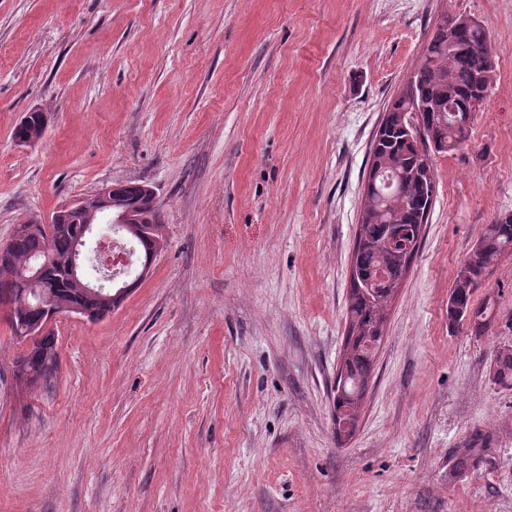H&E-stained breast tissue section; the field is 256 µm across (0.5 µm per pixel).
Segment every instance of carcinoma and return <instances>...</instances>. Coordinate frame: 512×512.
I'll list each match as a JSON object with an SVG mask.
<instances>
[{
    "instance_id": "obj_1",
    "label": "carcinoma",
    "mask_w": 512,
    "mask_h": 512,
    "mask_svg": "<svg viewBox=\"0 0 512 512\" xmlns=\"http://www.w3.org/2000/svg\"><path fill=\"white\" fill-rule=\"evenodd\" d=\"M458 16L441 20L429 39L422 58L411 73L406 91L416 93L428 105L422 142L409 137L402 127L401 110L405 95H400L384 113L383 128L376 131L369 158L367 181H375L357 224L352 254V271L346 308V336L340 375L333 396L334 414L347 407L362 408L371 380L375 358L384 338L387 311L402 286L418 254L435 197L436 185L420 176V169L431 167L430 155L457 148L470 137L474 114L463 105L476 90V75L487 60L488 36L481 25L459 28L455 34L459 48H448V26ZM45 130L40 112L27 113L13 131L19 144L41 138ZM401 180L397 197L386 196L384 180ZM117 200L128 209L132 220L127 237L147 255L165 242L161 207L141 183L120 184ZM31 230L14 235L0 248V305L13 307L14 326L19 328L39 321L40 313L31 307V286L18 274L35 255L50 249L54 262L46 270L44 288L55 305L81 308L79 315L97 321L112 312L113 306L100 295L78 287L68 276L74 240L83 227L79 215L51 219L42 224L27 221ZM512 253V214L488 224L468 255L465 274H456L448 298L450 326L467 324L475 336L485 334L492 318L491 307L474 305L472 295L487 270L502 256ZM381 269L387 279L377 286L367 282L369 274ZM60 355L57 342L45 332L31 338L24 353L14 361V372L26 386L47 387L57 373ZM492 380L512 387V348L500 349L493 360ZM491 439L481 435L469 439L455 452L454 470L465 474L479 469L490 452Z\"/></svg>"
}]
</instances>
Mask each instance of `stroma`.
Here are the masks:
<instances>
[{
  "instance_id": "1",
  "label": "stroma",
  "mask_w": 512,
  "mask_h": 512,
  "mask_svg": "<svg viewBox=\"0 0 512 512\" xmlns=\"http://www.w3.org/2000/svg\"><path fill=\"white\" fill-rule=\"evenodd\" d=\"M479 20L495 72L388 315L359 427L332 399L369 151L438 20ZM41 140L16 144L28 112ZM167 244L99 321L52 324L30 390L0 321V512H512V254L448 325L457 270L512 214V0H0V245L115 183ZM496 438L478 470L452 456ZM60 362L55 336L44 332L33 336L24 353L14 361L15 376L27 387H48L54 380ZM492 380L495 384L512 387V348H501L492 364Z\"/></svg>"
}]
</instances>
